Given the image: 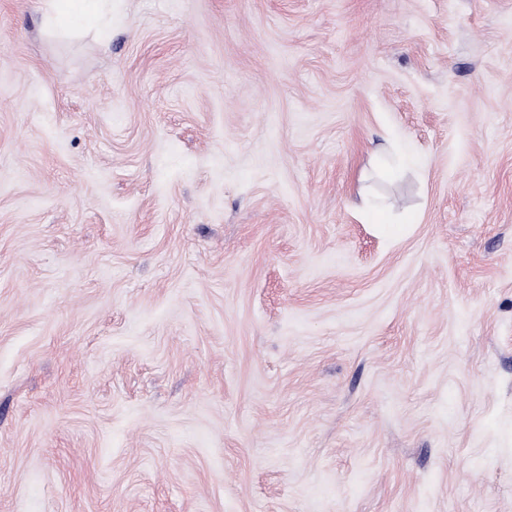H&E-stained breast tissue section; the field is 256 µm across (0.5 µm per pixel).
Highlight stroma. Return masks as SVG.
Listing matches in <instances>:
<instances>
[{"label":"stroma","instance_id":"35a3bbf8","mask_svg":"<svg viewBox=\"0 0 512 512\" xmlns=\"http://www.w3.org/2000/svg\"><path fill=\"white\" fill-rule=\"evenodd\" d=\"M112 14L0 0V512H512V0ZM45 22L49 29L62 34L112 25V0H48Z\"/></svg>","mask_w":512,"mask_h":512}]
</instances>
